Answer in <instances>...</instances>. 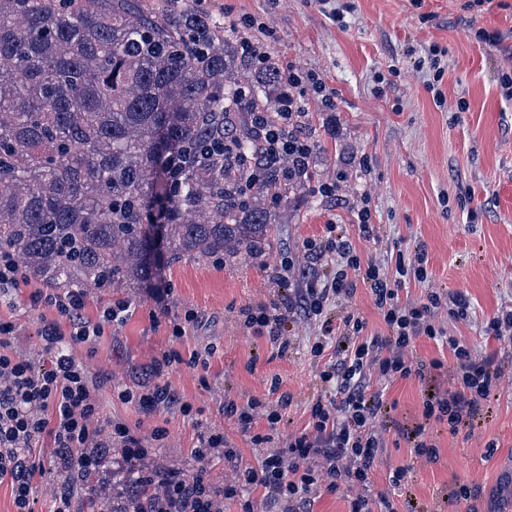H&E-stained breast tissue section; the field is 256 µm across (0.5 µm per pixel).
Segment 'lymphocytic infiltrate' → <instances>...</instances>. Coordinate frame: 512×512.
I'll use <instances>...</instances> for the list:
<instances>
[{
    "mask_svg": "<svg viewBox=\"0 0 512 512\" xmlns=\"http://www.w3.org/2000/svg\"><path fill=\"white\" fill-rule=\"evenodd\" d=\"M283 111L254 112L250 121L260 136L262 165L250 168L248 188L267 183L266 174L278 172L280 184L307 182L314 144L292 130L305 115L306 97L320 96L326 108L333 98L321 79L301 68L289 67L285 81ZM326 240H309L303 245L305 264L296 261L274 268L273 279L298 277L305 286L298 296L289 298L284 308L260 304L249 308L246 322L257 335L266 337L278 352L288 350L284 325L289 315L321 320L328 304L349 298L355 280L370 288L374 304L386 326L385 334H366L365 322L347 316L335 334H323L310 352L321 360L319 378L325 395L310 411L304 431L288 440L283 448L264 454L257 464L243 463L237 449L227 444L222 432L208 429L199 434L191 455L197 467L193 472L180 468L149 465L144 439L122 422H108L98 428L100 414L96 382L90 379L83 362L62 351L63 338L82 343L104 336L107 328L123 323L131 313L125 300L109 302L98 318L85 313L88 292L83 288L38 290L30 295L33 305L53 309L57 318L45 322L40 331L41 362L12 351L13 322L0 318V484H8L15 512H34L41 463L33 457V442L46 435L53 439V466L59 475L54 488L51 512H77L75 490L93 474L104 469L113 451H120V467L138 465L143 477L151 478L154 495L144 512H224V502L242 498L247 489L261 492L260 501L242 499L243 512H312L313 497L327 491L344 496L348 512H397L391 489L405 485L411 465L390 470L389 492L378 495L370 490L371 475L384 448V423L391 407L384 398L383 383L395 379L417 378L435 381L443 374L442 360L416 361L409 353L419 338L425 337L446 346L454 361L453 384L422 400L424 425L408 437L415 457L436 461L438 449L428 435V422L447 423L450 434H457L466 421L494 395L501 378L498 357L479 352L471 344L448 335L436 321L440 311L449 317L464 318L470 302L463 293H428L417 303L402 302L400 292L408 280L425 281L428 254L417 248L412 258L397 255L393 269L375 263H361L352 242L338 231L337 224H326ZM336 264L332 279H322L317 262ZM68 329H61V322ZM178 352L168 351L155 359L146 382L118 389L117 397L146 413L176 402V395L164 376L181 363ZM287 403L279 396L276 406L251 398L246 403L224 405V413L235 418L241 432L254 444L270 442L271 429L281 420L280 407ZM265 416L269 433L254 432L258 416ZM223 458L236 474L224 485L210 480L207 465Z\"/></svg>",
    "mask_w": 512,
    "mask_h": 512,
    "instance_id": "lymphocytic-infiltrate-1",
    "label": "lymphocytic infiltrate"
}]
</instances>
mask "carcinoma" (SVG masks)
<instances>
[{
	"label": "carcinoma",
	"mask_w": 512,
	"mask_h": 512,
	"mask_svg": "<svg viewBox=\"0 0 512 512\" xmlns=\"http://www.w3.org/2000/svg\"><path fill=\"white\" fill-rule=\"evenodd\" d=\"M254 72L251 95L227 105ZM285 82L255 70L204 13L162 15L145 0H0V249L52 288H128L155 276L145 211L166 205L169 262L257 255L271 229L244 200L257 147L247 114L274 112ZM229 129L235 167L206 151ZM191 150L181 182L164 169ZM143 484L112 485L129 512Z\"/></svg>",
	"instance_id": "cac0c4a2"
}]
</instances>
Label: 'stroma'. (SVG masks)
Here are the masks:
<instances>
[{
    "mask_svg": "<svg viewBox=\"0 0 512 512\" xmlns=\"http://www.w3.org/2000/svg\"><path fill=\"white\" fill-rule=\"evenodd\" d=\"M464 2L335 0L345 16L340 25L319 0H172L176 10L212 17L228 38L256 36L280 68L293 63L319 75L336 107L326 109L320 98L308 96L305 132L316 143L314 181L335 178L338 190L332 199L303 186L277 199L262 194L274 222L261 254L165 264L152 287L91 292L89 314L126 300L131 315L95 341L67 339L63 346L98 382L101 420H121L146 437L166 428V439L153 449L154 462L192 470L190 451L198 433L209 428L223 432L243 462H256L262 447L225 416L224 404L267 398L275 379L290 398L276 447L307 426L313 403L324 393L310 354L322 334L320 323L288 319L290 344L281 355L246 328L241 311L280 303L293 293L298 281H269L268 267L299 253L305 240L322 238L326 224L334 222L364 262L387 264L424 246L429 277L409 283V300L425 299L432 290L465 293L472 311L467 320L448 321V332L478 350L497 351L502 371L495 398L473 427L453 436L447 425L433 424L429 434L439 456L431 463L414 459L402 433L422 420L424 387L414 377L391 383L386 397L397 404L400 428L385 436L371 477L373 493L388 491L390 469L409 464L413 470L397 498L400 512H512V345L482 334L483 322L512 304V99L499 85L507 61L478 37L482 31L512 37V0H483L468 10ZM244 18L249 27H241ZM433 45L447 61L440 108L427 89L429 70L421 65ZM461 101L467 111H458ZM364 200L379 231L373 242L360 238L356 224ZM39 287L28 277L0 300V318L16 325L13 350L31 357L38 354L44 321L54 317L32 305L30 295ZM189 309L198 312V323L185 336L172 337L171 319ZM350 314L366 321L368 333H384L367 285L357 284L351 298L327 308L335 324ZM170 350L183 361L168 380L191 404V414L176 405L147 414L121 403L116 387L143 381L152 361ZM490 441L497 444L492 453L486 450ZM462 484L481 487V495L448 504Z\"/></svg>",
    "mask_w": 512,
    "mask_h": 512,
    "instance_id": "obj_1",
    "label": "stroma"
}]
</instances>
